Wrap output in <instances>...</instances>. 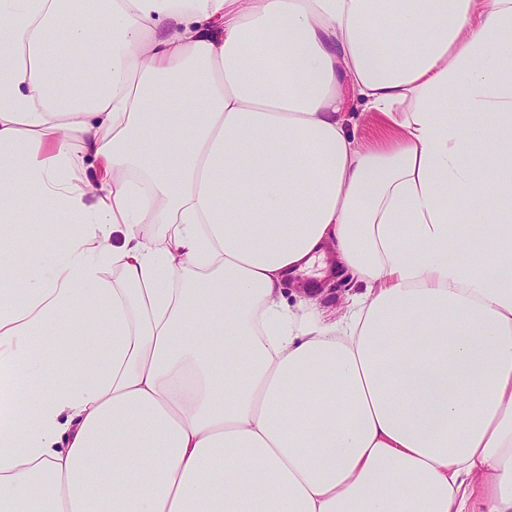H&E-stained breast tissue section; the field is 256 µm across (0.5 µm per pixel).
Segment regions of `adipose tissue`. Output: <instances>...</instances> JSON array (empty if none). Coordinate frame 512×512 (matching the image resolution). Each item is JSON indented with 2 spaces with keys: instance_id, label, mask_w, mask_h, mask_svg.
I'll return each instance as SVG.
<instances>
[{
  "instance_id": "obj_1",
  "label": "adipose tissue",
  "mask_w": 512,
  "mask_h": 512,
  "mask_svg": "<svg viewBox=\"0 0 512 512\" xmlns=\"http://www.w3.org/2000/svg\"><path fill=\"white\" fill-rule=\"evenodd\" d=\"M30 203L0 512H512V0H0V255ZM355 125V133L365 145H372L381 131L382 121L377 115L359 114L351 111L347 117H351ZM352 122V123H353ZM351 123V124H352ZM319 271L316 263L309 274H298L289 279L283 286L285 303L295 309L301 302L314 295L316 309L319 312L333 319L339 318L346 311L352 297L364 292L365 287L346 272L323 281L321 288L313 294L306 293V284L316 281L314 275Z\"/></svg>"
}]
</instances>
